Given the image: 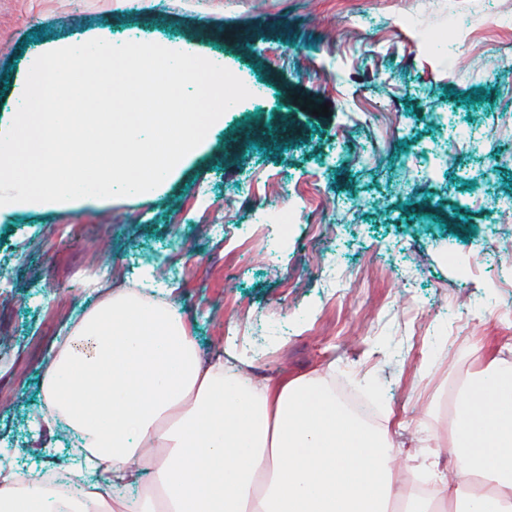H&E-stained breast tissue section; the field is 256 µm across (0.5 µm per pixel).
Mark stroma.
Returning a JSON list of instances; mask_svg holds the SVG:
<instances>
[{"instance_id": "1", "label": "stroma", "mask_w": 512, "mask_h": 512, "mask_svg": "<svg viewBox=\"0 0 512 512\" xmlns=\"http://www.w3.org/2000/svg\"><path fill=\"white\" fill-rule=\"evenodd\" d=\"M512 0H0V132L42 54L105 38L181 49L248 88L151 191L0 209V450L66 470L60 424L34 426L42 374L76 299L153 273L211 364L235 345L254 381L280 369L428 408L443 438L479 339L512 343ZM454 29L457 49L433 46ZM328 105L316 116L307 102ZM293 218L281 236L272 213ZM224 227L222 235L210 225Z\"/></svg>"}]
</instances>
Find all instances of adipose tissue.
<instances>
[{"instance_id": "adipose-tissue-1", "label": "adipose tissue", "mask_w": 512, "mask_h": 512, "mask_svg": "<svg viewBox=\"0 0 512 512\" xmlns=\"http://www.w3.org/2000/svg\"><path fill=\"white\" fill-rule=\"evenodd\" d=\"M150 287L142 278L87 311L44 373L42 419L75 431L70 473L88 493L11 471L0 512H512V351L487 350L460 381L454 475L421 460L434 485L421 496L399 478L386 430L359 422L324 381L257 385L236 366H202L176 305ZM147 467L150 491L126 499Z\"/></svg>"}]
</instances>
